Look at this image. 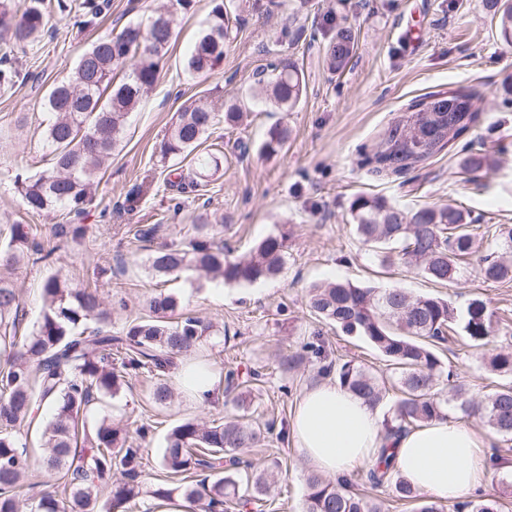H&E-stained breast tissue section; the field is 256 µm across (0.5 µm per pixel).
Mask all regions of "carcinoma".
Instances as JSON below:
<instances>
[{"mask_svg": "<svg viewBox=\"0 0 512 512\" xmlns=\"http://www.w3.org/2000/svg\"><path fill=\"white\" fill-rule=\"evenodd\" d=\"M58 8L74 19L81 30L97 28L108 10L106 0H57ZM193 0H167L146 23L126 26L120 33L98 37L79 57L70 74L53 84L44 97L49 114L41 137L49 150L50 166L31 176L15 177L14 192L25 210L42 214L63 210L80 216L92 201L94 186L106 162L123 139L129 115L158 81L161 60L173 39L180 15ZM498 15L502 39L512 45V0H489ZM48 0H0V32L18 43L33 44L44 32L50 17ZM165 16V27L153 29L152 19ZM237 18L216 5L207 29L187 60L191 73L213 74L224 61V41ZM354 32L346 23L326 47V62L332 72L348 63ZM124 72L115 81L117 72ZM259 95L278 109L290 110L305 89V77L291 61L272 64L261 72ZM430 102L445 116L448 132L432 139L428 148L417 147L414 125L425 136L433 134L425 112H405L391 123L366 164L384 176H400L453 151L457 136L473 133L481 113L472 110L480 101L475 91L432 93L418 99ZM240 106L218 109L214 101L200 96L185 101L160 146V162L174 157L191 158L188 187L196 190L221 165V150L199 152L214 126L232 125ZM288 130L272 128L261 152L279 153ZM499 158L488 150H469L457 162L467 180L474 181L498 166ZM351 223L364 245L371 248L382 267L404 266L441 285L454 280L459 264L474 252L475 240L468 232L469 215L451 204L407 210L383 196L358 195L349 206ZM162 225L135 226L133 239L151 243ZM8 241L0 246V512H21L16 495L29 469L21 428L31 425L39 412L49 407L51 419L42 427L48 469L62 474V491L44 493L33 512H128L126 504L142 493L144 456L147 449L128 435L122 421L106 411L128 378L148 374L156 379L152 401L164 405L172 397L164 374L179 356L196 350L212 325L186 316L176 322L169 316L180 306L173 293L160 292L148 302V315L112 332L111 314L103 308L99 285L78 287L57 272L42 285L39 318L27 335H17L21 307L14 272L29 264L47 262L59 245L37 238L30 224L7 225ZM81 224H56L53 237L76 241L85 235ZM497 232L498 254L480 260L477 274L486 282L512 281V225L501 224ZM288 235H269L245 259L229 261L224 248L214 241V225L199 216L185 236L161 245L149 258L157 275L180 277L203 274L228 283H254L277 277L284 269ZM308 306L315 317L336 325L375 347L385 358L387 376H378L354 360L323 367L336 372L338 383L377 405L395 395L385 421L386 437L433 419H447L451 412L477 416L496 434L512 437V385H501L476 400L461 386L446 394L440 378L445 373L439 357L449 333L461 328L468 346L483 349L496 334L500 320L485 301L475 298L463 320L447 300L432 295H411L399 288L357 286L349 282H320L308 290ZM493 372L512 375V348L502 346L488 356ZM273 424L262 426L249 420L206 425L184 420L165 437L159 461L164 477L156 479L150 496L170 501L178 494L199 512H224V506L241 510L261 500L270 489L268 476L256 471L245 454L262 445ZM392 449L380 450L381 464L369 469L374 489L388 488L399 501L417 503L415 512H443L435 500L425 499L390 463ZM122 479L112 482L113 471ZM202 472L193 484L177 485L173 478ZM248 494H238L241 481ZM110 487L101 497V488ZM494 496L465 503L468 512H501ZM305 512H385V501L355 491L345 479L330 480L312 475L307 481Z\"/></svg>", "mask_w": 512, "mask_h": 512, "instance_id": "cac0c4a2", "label": "carcinoma"}]
</instances>
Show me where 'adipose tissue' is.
<instances>
[{
    "label": "adipose tissue",
    "instance_id": "1",
    "mask_svg": "<svg viewBox=\"0 0 512 512\" xmlns=\"http://www.w3.org/2000/svg\"><path fill=\"white\" fill-rule=\"evenodd\" d=\"M175 380L198 404L206 403L216 387L211 368L198 362L183 363ZM290 438L315 471L339 479L373 463L380 448L392 447L396 472L441 502L460 499L492 479L484 461L485 441L471 425L433 420L390 441L382 407L332 379L301 392Z\"/></svg>",
    "mask_w": 512,
    "mask_h": 512
}]
</instances>
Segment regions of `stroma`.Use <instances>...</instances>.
<instances>
[{"label": "stroma", "instance_id": "stroma-1", "mask_svg": "<svg viewBox=\"0 0 512 512\" xmlns=\"http://www.w3.org/2000/svg\"><path fill=\"white\" fill-rule=\"evenodd\" d=\"M162 3L111 0L98 31H78L55 15L36 46L0 40V56L10 57L30 75L27 82L0 89V128L12 132L0 143V225L34 224L46 234L62 223L57 212L26 213L8 180L9 174L32 175L46 166L40 136L47 118L43 97L69 74L97 35L119 33ZM219 3L239 19L225 42L224 61L214 74L190 73L184 59ZM336 17L347 19L357 33L354 56L337 74L325 62L329 22ZM280 59L295 61L306 82L299 104L287 112L249 96L262 69ZM217 86L225 103H240L242 116L235 125L213 129L209 140L222 145L224 161L201 196L179 194L169 178L188 163L175 158L159 166V144L182 104ZM459 86L474 89L483 99V120L473 138L475 144L499 150V168L469 182L459 175L455 157L442 154L401 176L372 173L364 154L411 101ZM276 125L290 132L284 148L272 156L261 154L260 144ZM359 194L383 195L408 210L442 203L459 207L473 220L482 254L494 250L498 225H512V46L501 39L485 0H194L179 20L157 83L133 112L112 155L83 219L87 231L81 243L62 246L50 265L19 270V331H31L42 305V283L56 272L78 285L99 282L116 331L143 316L146 299L162 289L180 294L187 312L214 323L219 333L201 349L217 378L209 404L196 405L180 394L168 404H154V381L145 375L130 380L111 401L112 415L129 432L151 427L144 443L148 484L159 472L165 435L185 419L211 424L244 417L286 426L299 393L321 381L323 365L352 359L371 371H384L385 362L372 346L310 315L306 290L311 284L339 280L434 294L461 316L471 299L480 298L509 321L496 345L512 341V282H484L470 261L445 286L410 268L381 267L350 222L349 203ZM203 213L232 261L248 255L265 237L287 232L282 273L251 284H225L219 297L204 279L163 281L149 269L150 248L134 253L127 248L131 227L161 225L159 239L165 242L185 234ZM102 266L112 267V275L99 276ZM310 342L322 344V357L306 352ZM440 358L473 396L506 381L492 374L482 352L463 338L449 339ZM256 368L262 371L257 380L252 377ZM229 376L237 384L230 393L225 390ZM29 442V477L19 491L24 503L37 501L59 481L44 465L37 435H30ZM247 457L257 467L272 468L276 480L256 512H303L312 469L289 439L270 435Z\"/></svg>", "mask_w": 512, "mask_h": 512}]
</instances>
